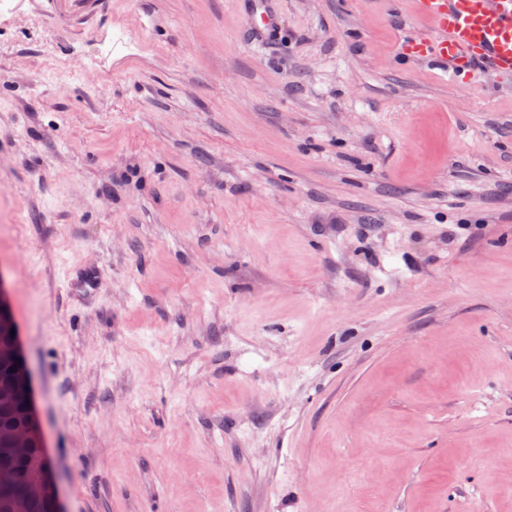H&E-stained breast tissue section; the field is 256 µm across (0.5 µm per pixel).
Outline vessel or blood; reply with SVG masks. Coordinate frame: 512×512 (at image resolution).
<instances>
[{
	"mask_svg": "<svg viewBox=\"0 0 512 512\" xmlns=\"http://www.w3.org/2000/svg\"><path fill=\"white\" fill-rule=\"evenodd\" d=\"M414 14L438 30L413 38L409 51L443 64L450 79L512 76V0H412Z\"/></svg>",
	"mask_w": 512,
	"mask_h": 512,
	"instance_id": "1",
	"label": "vessel or blood"
}]
</instances>
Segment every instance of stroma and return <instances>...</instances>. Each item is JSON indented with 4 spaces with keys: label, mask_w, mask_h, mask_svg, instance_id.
<instances>
[{
    "label": "stroma",
    "mask_w": 512,
    "mask_h": 512,
    "mask_svg": "<svg viewBox=\"0 0 512 512\" xmlns=\"http://www.w3.org/2000/svg\"><path fill=\"white\" fill-rule=\"evenodd\" d=\"M278 9L260 41L244 0L0 14V270L59 495L512 512V78L408 55L404 0Z\"/></svg>",
    "instance_id": "35a3bbf8"
}]
</instances>
